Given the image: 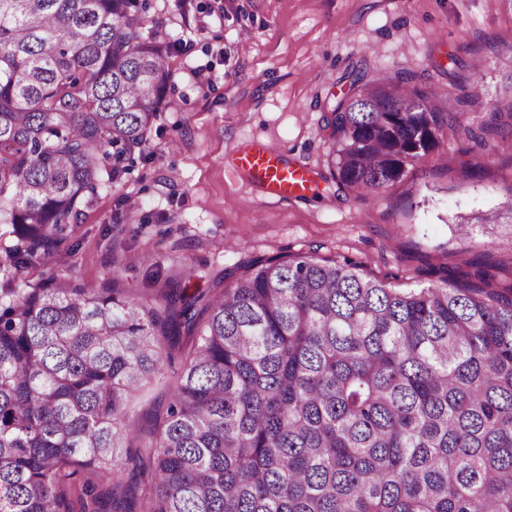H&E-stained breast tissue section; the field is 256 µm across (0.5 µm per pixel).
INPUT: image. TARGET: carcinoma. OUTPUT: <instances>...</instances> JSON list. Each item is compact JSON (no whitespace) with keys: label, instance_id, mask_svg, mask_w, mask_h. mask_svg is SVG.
Listing matches in <instances>:
<instances>
[{"label":"carcinoma","instance_id":"1","mask_svg":"<svg viewBox=\"0 0 512 512\" xmlns=\"http://www.w3.org/2000/svg\"><path fill=\"white\" fill-rule=\"evenodd\" d=\"M175 42L145 0H0V272L39 263L145 146ZM448 109L399 74L358 76L324 118L332 175L359 198L448 135L512 141V44ZM508 222L512 201L454 215ZM195 337L188 350L181 332ZM171 370L163 397H147ZM151 403L142 420L138 407ZM142 483V496L124 473ZM512 512V287L397 291L359 265L256 259L229 288L147 297L49 281L0 292V512Z\"/></svg>","mask_w":512,"mask_h":512}]
</instances>
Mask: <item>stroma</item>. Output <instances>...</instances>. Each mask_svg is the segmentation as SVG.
<instances>
[{
	"label": "stroma",
	"instance_id": "stroma-1",
	"mask_svg": "<svg viewBox=\"0 0 512 512\" xmlns=\"http://www.w3.org/2000/svg\"><path fill=\"white\" fill-rule=\"evenodd\" d=\"M149 17L176 44L171 89L149 143L117 181H105L54 253L0 288L22 293L53 278L87 289L155 293L182 266L188 294L216 287L254 259L305 254L357 263L399 290L428 288L446 269L500 263L512 284V242L491 229L452 238L450 220L512 197V150L496 136L461 154L455 142L411 166L377 197L361 199L332 176L323 117L355 75L400 73L446 108L452 76L488 58L487 41L512 43L499 0H151ZM209 76L201 85L199 75ZM266 141L301 163L319 191L270 200L233 169L242 144ZM138 203L136 220L117 201Z\"/></svg>",
	"mask_w": 512,
	"mask_h": 512
}]
</instances>
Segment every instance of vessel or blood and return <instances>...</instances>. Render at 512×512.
Instances as JSON below:
<instances>
[{"instance_id":"vessel-or-blood-1","label":"vessel or blood","mask_w":512,"mask_h":512,"mask_svg":"<svg viewBox=\"0 0 512 512\" xmlns=\"http://www.w3.org/2000/svg\"><path fill=\"white\" fill-rule=\"evenodd\" d=\"M233 164L268 198L299 201L314 194L316 189L306 168L285 163L278 153L258 141L240 146L233 156Z\"/></svg>"}]
</instances>
